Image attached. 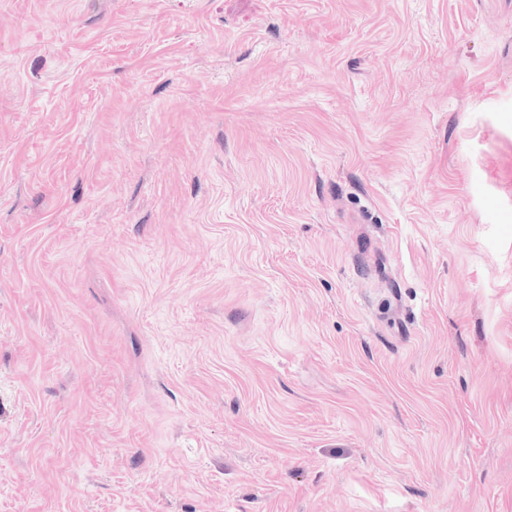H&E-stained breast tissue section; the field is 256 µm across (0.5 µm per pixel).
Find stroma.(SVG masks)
I'll return each instance as SVG.
<instances>
[{
  "label": "stroma",
  "mask_w": 512,
  "mask_h": 512,
  "mask_svg": "<svg viewBox=\"0 0 512 512\" xmlns=\"http://www.w3.org/2000/svg\"><path fill=\"white\" fill-rule=\"evenodd\" d=\"M0 512H512V0H0Z\"/></svg>",
  "instance_id": "obj_1"
}]
</instances>
